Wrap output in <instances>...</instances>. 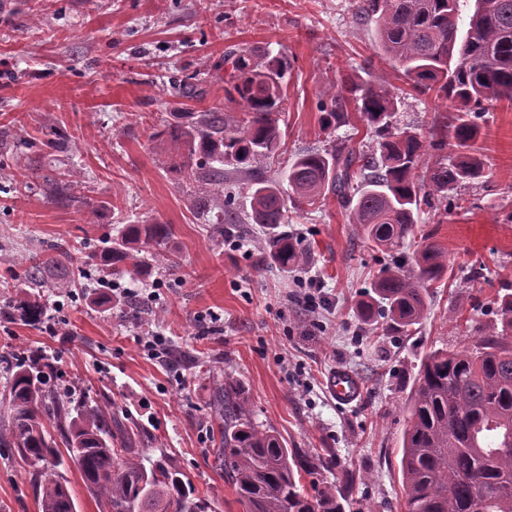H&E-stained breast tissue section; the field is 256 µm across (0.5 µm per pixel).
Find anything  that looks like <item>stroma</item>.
<instances>
[{
    "label": "stroma",
    "mask_w": 512,
    "mask_h": 512,
    "mask_svg": "<svg viewBox=\"0 0 512 512\" xmlns=\"http://www.w3.org/2000/svg\"><path fill=\"white\" fill-rule=\"evenodd\" d=\"M283 51L293 70L281 114L283 147L267 160L277 177L298 151L327 147L317 108L321 93L344 80L383 78L400 100L401 124L429 133L452 101L422 95L375 50L373 24L355 20L347 0H10L0 2V183L35 164L60 169V202L44 184L0 193V295L24 276L47 246L68 242L73 257L126 224L172 225L164 251L181 265L152 264L147 281L116 265L109 303L103 287L45 289L44 322L0 319V355L31 349L47 355L86 394L107 392L113 408L155 435L148 451L172 456L208 500L210 512H243L234 487L216 470L219 434L210 412L224 375L243 384L254 422L289 447L328 461L320 479L344 486L356 512H404L400 457L420 364L431 350L469 343L491 322L496 294L512 290V102L491 106L477 144L489 158L483 185L462 207L424 208L404 255L430 236L452 269L429 289L423 319L403 335L366 321L359 303L375 296L392 256L350 222L333 194L288 209L284 226L311 253L288 272L262 264L261 224L218 227L212 212L223 193L209 192L199 213V184L178 164L185 151L153 133L176 113L224 106V52ZM197 75L205 96L184 101L170 83ZM55 132L57 151L42 145ZM103 202L91 213L92 202ZM487 278L482 289L471 269ZM323 295L308 312L305 295ZM149 308L135 314L131 297ZM163 341L155 357L149 334ZM360 381V398L339 405L327 388L336 368ZM0 512H40L31 469L16 449L0 446Z\"/></svg>",
    "instance_id": "35a3bbf8"
}]
</instances>
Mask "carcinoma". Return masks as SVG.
I'll list each match as a JSON object with an SVG mask.
<instances>
[{
    "mask_svg": "<svg viewBox=\"0 0 512 512\" xmlns=\"http://www.w3.org/2000/svg\"><path fill=\"white\" fill-rule=\"evenodd\" d=\"M459 0H349L355 18L375 23L376 49L415 89L455 103L445 122H433L430 140L394 124L396 97L376 79H351L322 95L321 128L335 137L354 110L375 129L374 153L345 143L297 154L282 180L265 177L263 161L281 144L278 114L283 85L292 65L283 53L224 51V101L242 114L231 122L221 107L181 112L179 121L155 133L181 144L192 164L181 172L189 182L224 186V167L249 174L254 224L273 229L264 261L286 271L307 261L306 253L284 232L286 203L297 209L314 204L325 192L350 208L376 247L399 249L432 200L483 183L486 161L475 147L479 121L491 103L512 102V0H475L477 7L460 25ZM177 96L198 100L204 91L196 76H186ZM40 178L57 198L59 178L23 169L13 191L31 188ZM288 184L283 194L282 182ZM218 224H241L235 197L224 196ZM173 234L168 224H126L112 245L77 264L70 250L52 244L27 268L24 286L6 297L0 310L11 320L44 321L41 301L31 292L45 287V273L63 271L70 286L129 264L143 278L150 266L140 253L158 250ZM415 276L405 266L386 268L375 290L384 301L387 328L405 333L425 309V292L448 274V258L429 243L414 256ZM494 320L470 344L437 349L422 361L403 439L400 470L406 512H512V293L493 301ZM6 375L0 403L10 410L0 427V445L14 447L33 468L41 512H76L67 480L59 468L74 465L103 512H207L208 503L176 465L132 451L151 442L144 424L126 425L112 412L106 393L92 401L60 387L58 368L39 351L0 355ZM211 413L218 421V462L233 484L245 512H354L353 502L334 485L305 491L301 473L320 470L318 457L289 448L274 432L250 418L248 396L231 376L214 387Z\"/></svg>",
    "mask_w": 512,
    "mask_h": 512,
    "instance_id": "carcinoma-1",
    "label": "carcinoma"
}]
</instances>
